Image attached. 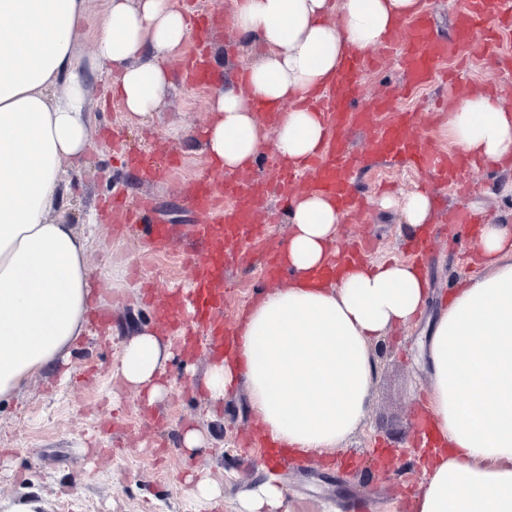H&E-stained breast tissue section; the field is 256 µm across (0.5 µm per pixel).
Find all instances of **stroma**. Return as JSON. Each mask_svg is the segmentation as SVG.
<instances>
[{"label": "stroma", "instance_id": "1", "mask_svg": "<svg viewBox=\"0 0 512 512\" xmlns=\"http://www.w3.org/2000/svg\"><path fill=\"white\" fill-rule=\"evenodd\" d=\"M191 11L214 16L210 45L233 61L254 60L230 21L231 0H178ZM449 73L471 91L488 86L500 101L512 99V68H495L478 60L451 62ZM213 87L203 89L177 81L158 112L143 120L128 119L120 101L104 96L94 83L87 108L94 130L93 144L67 180L66 207L59 220L82 225L89 212L94 245L88 253L92 286L107 323L92 322L73 349L67 368L70 380L59 385L55 376L35 379L10 401L0 403V501L15 503L33 497L41 512H236L239 500L258 479L266 459L242 440L254 426L244 387H236L223 407L211 410L198 390L196 372L211 361L206 349L192 360L195 373L185 370L182 354L169 361L165 377L173 388L164 400L150 404L112 377L123 343L133 329L148 327L171 338L166 318L146 300L145 284L158 291L187 282L189 272L175 256L158 254L140 229L124 227L120 214L105 209L112 195L129 199L148 196L158 223L170 225L189 238L203 215L190 211L185 198L195 178L212 173L207 158L193 140L209 118ZM448 87L437 81L416 98L400 99L399 107L421 112L428 133L440 150L452 148L448 117L434 118L437 100ZM162 141L179 163L159 166L154 177L123 163L124 154L152 157L154 141ZM351 148L362 160L357 181L368 195L366 209L352 222L340 223L341 242L368 241L373 262L406 259L407 234L398 207H382L390 195L401 198L415 186L429 193L440 187L432 176L391 166L370 154L363 132L350 135ZM466 192L448 190L449 207H465L491 223L512 224V171L479 166ZM441 231L437 248L423 263L434 295L448 294L474 274L466 260L471 247L464 233L449 232L447 214H437ZM264 284L258 268L229 269L224 276V319L236 325L238 312L260 293ZM420 327H395L382 341L380 376L360 429L343 448L323 458L303 459L279 472L285 498L293 512H340L351 498L362 499L369 512H403L401 504L418 491L424 476L415 462L416 422L426 413L418 388L425 375L415 362ZM199 428L207 446L196 456L179 447L186 426ZM206 469L224 490V504L215 508L199 499L187 474Z\"/></svg>", "mask_w": 512, "mask_h": 512}]
</instances>
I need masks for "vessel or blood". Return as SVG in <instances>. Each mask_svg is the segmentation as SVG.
<instances>
[{"label": "vessel or blood", "instance_id": "b4317fda", "mask_svg": "<svg viewBox=\"0 0 512 512\" xmlns=\"http://www.w3.org/2000/svg\"><path fill=\"white\" fill-rule=\"evenodd\" d=\"M454 4L452 43L441 41L429 16L419 13L394 35L382 57L357 50L346 54L331 85L310 101L321 113L328 136L319 154L308 161L305 175H298L295 165L282 160L263 183L249 170L225 175L217 181L201 178L192 183L191 202L197 210L209 214L210 221L196 225L197 248L185 255L192 275L189 288L172 289L158 302L159 310L169 317L174 329L207 326V348L224 352L233 339L221 319L224 274L229 264L261 251L266 255L261 269L263 278L284 277L286 269L280 254L263 229L266 185H273L285 201L291 199L296 185H303L306 191L334 200L346 216L362 208L364 195L354 179L358 157L349 148L348 130H363L374 154L409 164L420 173H432L447 185L465 182L466 163L461 156H449L431 143L419 113L396 109L389 94L366 96L361 92L362 76L384 57L396 58L404 72L405 80L398 89L402 96L427 86L442 73L452 54L463 60L480 54L490 60L512 62V57L498 51L503 35L512 34V0H454ZM188 76L198 87L218 79L208 62L199 56L190 62ZM149 213V205L141 204L136 218L148 222L158 251H169V226L149 223Z\"/></svg>", "mask_w": 512, "mask_h": 512}]
</instances>
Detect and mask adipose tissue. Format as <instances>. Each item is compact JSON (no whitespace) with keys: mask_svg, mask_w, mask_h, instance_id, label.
Returning <instances> with one entry per match:
<instances>
[{"mask_svg":"<svg viewBox=\"0 0 512 512\" xmlns=\"http://www.w3.org/2000/svg\"><path fill=\"white\" fill-rule=\"evenodd\" d=\"M420 0H234L233 23L261 58L215 91L197 144L225 171L252 168L265 148L293 162L314 155L326 127L306 99L335 75L349 48L382 44ZM87 0H0V401L59 366L87 332L93 303L76 225L53 220L67 169L92 140L89 76L103 73L125 112L158 111L173 86L191 27L174 0H106L89 60L76 35ZM286 111L267 139L253 102ZM460 153L512 162V110L473 94L454 110ZM287 287L247 308L232 358L202 378L212 403L243 381L264 433L282 452L336 451L360 427L379 375L373 340L412 323L430 295L416 264L363 261L336 281L314 273L338 242L340 216L323 197L296 195L287 210ZM480 276L448 294L428 321L419 358L429 378L435 458L412 512H512V224H484ZM172 345L144 328L123 345L113 375L155 403Z\"/></svg>","mask_w":512,"mask_h":512,"instance_id":"adipose-tissue-1","label":"adipose tissue"}]
</instances>
